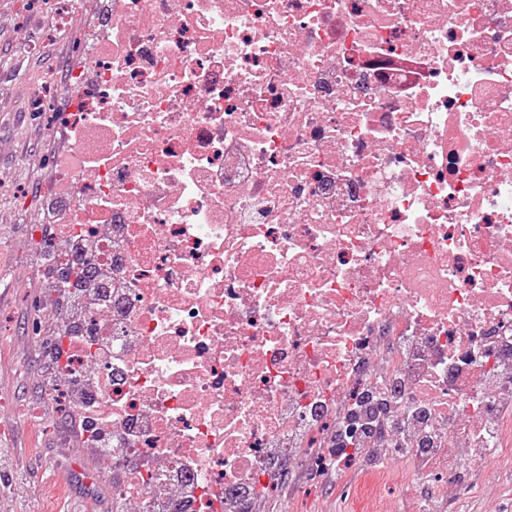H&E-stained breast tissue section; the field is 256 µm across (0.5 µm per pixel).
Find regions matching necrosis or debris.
I'll return each instance as SVG.
<instances>
[{
  "mask_svg": "<svg viewBox=\"0 0 512 512\" xmlns=\"http://www.w3.org/2000/svg\"><path fill=\"white\" fill-rule=\"evenodd\" d=\"M47 199L112 298L68 401L123 512L264 497L370 399L445 428L378 512H512V0H102Z\"/></svg>",
  "mask_w": 512,
  "mask_h": 512,
  "instance_id": "1",
  "label": "necrosis or debris"
}]
</instances>
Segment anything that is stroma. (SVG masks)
Here are the masks:
<instances>
[{
  "instance_id": "1",
  "label": "stroma",
  "mask_w": 512,
  "mask_h": 512,
  "mask_svg": "<svg viewBox=\"0 0 512 512\" xmlns=\"http://www.w3.org/2000/svg\"><path fill=\"white\" fill-rule=\"evenodd\" d=\"M43 0H0V512H112V477L80 441L55 444L38 421L61 422L56 399L42 394V344L52 300L31 263L37 247L28 227L41 217L55 187L52 172L70 145L61 140L67 116L65 76L86 65L83 23L60 29L41 16ZM37 417H30V410ZM355 466L341 475L318 472L296 496L287 479L256 512H375L376 502Z\"/></svg>"
}]
</instances>
